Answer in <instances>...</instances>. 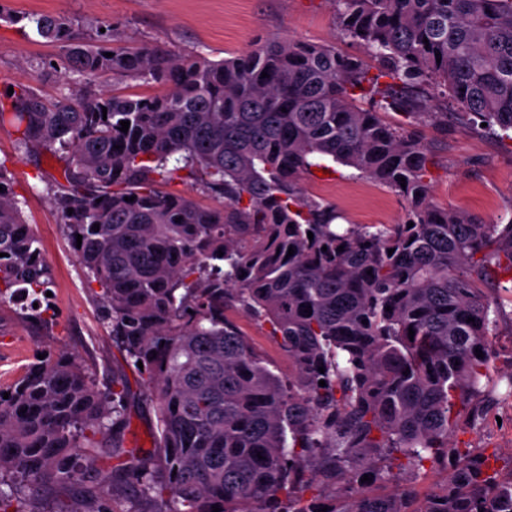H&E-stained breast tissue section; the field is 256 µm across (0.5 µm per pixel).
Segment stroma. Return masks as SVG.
<instances>
[{
  "label": "stroma",
  "mask_w": 512,
  "mask_h": 512,
  "mask_svg": "<svg viewBox=\"0 0 512 512\" xmlns=\"http://www.w3.org/2000/svg\"><path fill=\"white\" fill-rule=\"evenodd\" d=\"M44 14L70 20L83 40H92L101 23L112 24L129 46L155 44L183 53L201 50L211 59L230 58L278 36L320 45L365 58L370 76L380 74L365 48L340 40L333 0H0V90L25 85L53 101L102 89L100 80L65 76L54 67L60 51L32 33L27 15ZM420 134L433 152L429 168L434 202L473 213L487 223L512 216V142L480 129L449 123L447 130L427 125ZM11 124H0V162L14 175L12 190L23 217L40 238L53 270L49 302L56 314L52 330L33 326L14 309H0V385L12 381L31 362L36 350L73 351L94 363L98 384L113 376L135 379L120 352L105 334L80 261L62 229L49 176L62 162L44 150L18 151ZM307 196L329 203L349 224H398L403 201L387 188L352 177L349 168L330 164L326 177H301ZM238 323L253 347L281 378L292 374L287 355L270 336L269 326L249 318ZM127 446L154 451V413L143 396L129 399ZM461 440L492 457L502 475L512 474V397L497 389L486 420L458 432Z\"/></svg>",
  "instance_id": "1"
}]
</instances>
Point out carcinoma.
I'll list each match as a JSON object with an SVG mask.
<instances>
[{
    "label": "carcinoma",
    "instance_id": "1",
    "mask_svg": "<svg viewBox=\"0 0 512 512\" xmlns=\"http://www.w3.org/2000/svg\"><path fill=\"white\" fill-rule=\"evenodd\" d=\"M335 2L339 37L364 45L391 82L333 45L275 37L213 60L128 47L110 24L80 42L65 18H29L72 74L168 86L54 104L23 86L0 92L18 148L68 150L54 182L63 230L154 407L157 454L125 445L127 378L101 388L79 354L45 350L0 387V512H30L35 499L59 512L60 489L94 512H141L115 501L118 485L152 512H512V477L455 440L459 423L484 421L499 383L502 301L484 286L512 270V217L487 224L437 206L416 131L451 116L512 140V0ZM389 110L408 126L387 124ZM320 160L395 193L405 223H338L300 185ZM184 178L221 205L164 190ZM0 187V306L46 328L52 270L1 162ZM233 306L269 324L288 381ZM99 458L117 464L86 474ZM427 462L448 483L421 498L400 475ZM365 475L393 491L363 494ZM314 482L333 497H305Z\"/></svg>",
    "mask_w": 512,
    "mask_h": 512
}]
</instances>
